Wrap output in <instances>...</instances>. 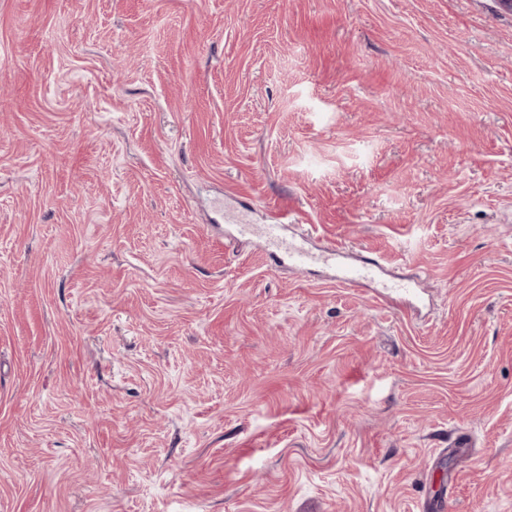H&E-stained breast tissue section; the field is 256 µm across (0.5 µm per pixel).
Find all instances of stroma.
Wrapping results in <instances>:
<instances>
[{
  "mask_svg": "<svg viewBox=\"0 0 512 512\" xmlns=\"http://www.w3.org/2000/svg\"><path fill=\"white\" fill-rule=\"evenodd\" d=\"M442 498L512 512V12L0 0V512ZM281 227L282 224L278 221L260 226L238 224L241 236H257L262 240L271 264L274 266L281 263L285 257L293 266L298 268H304L320 261L332 262L338 267L340 279L348 284L373 276L381 266L380 260L374 255L363 257L359 265L343 264L339 261L343 252L336 246L328 248L325 254L316 255L301 243H288L281 235Z\"/></svg>",
  "mask_w": 512,
  "mask_h": 512,
  "instance_id": "obj_1",
  "label": "stroma"
}]
</instances>
